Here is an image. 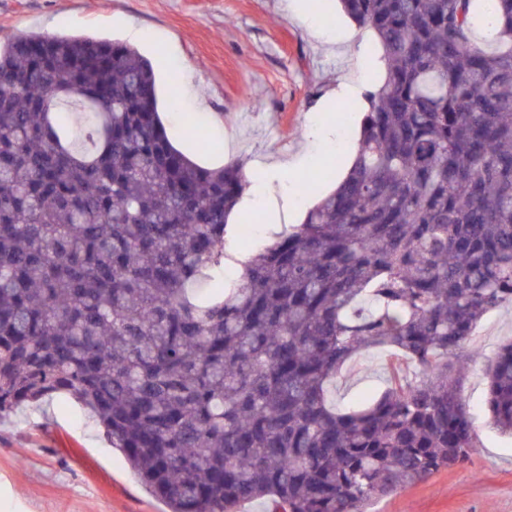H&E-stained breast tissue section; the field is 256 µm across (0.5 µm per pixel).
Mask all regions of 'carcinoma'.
Segmentation results:
<instances>
[{
  "label": "carcinoma",
  "mask_w": 512,
  "mask_h": 512,
  "mask_svg": "<svg viewBox=\"0 0 512 512\" xmlns=\"http://www.w3.org/2000/svg\"><path fill=\"white\" fill-rule=\"evenodd\" d=\"M340 3L385 78L346 177L257 249L243 164L172 144L137 49L0 41V414L71 394L170 512H366L473 448L462 365L512 303V0ZM370 351L386 388L336 407ZM486 406L512 436V342Z\"/></svg>",
  "instance_id": "obj_1"
}]
</instances>
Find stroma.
<instances>
[{"instance_id": "stroma-1", "label": "stroma", "mask_w": 512, "mask_h": 512, "mask_svg": "<svg viewBox=\"0 0 512 512\" xmlns=\"http://www.w3.org/2000/svg\"><path fill=\"white\" fill-rule=\"evenodd\" d=\"M88 34L133 45L158 80L159 110L172 142L199 164L238 160L245 170L307 148L305 164L268 184L280 206L304 216L306 194L329 193L348 146L359 142L365 97L344 102L349 115L335 141L310 137L336 125L317 105L339 80L382 79L385 66L367 55L371 31L346 16L338 0H0V40L13 32ZM194 115L218 153H202L185 133ZM333 162L329 178L309 182L314 161ZM512 341V306L477 324L476 360L465 374L475 446L469 459L375 502L369 512H512V437L486 409L487 372ZM384 389L383 361L352 359L330 388L337 407ZM0 512H168L113 448L105 428L72 396L59 394L0 414Z\"/></svg>"}]
</instances>
